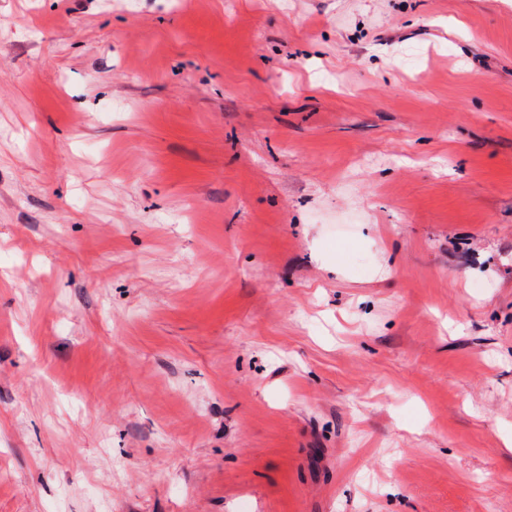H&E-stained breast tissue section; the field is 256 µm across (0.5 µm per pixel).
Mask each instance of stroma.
I'll use <instances>...</instances> for the list:
<instances>
[{"mask_svg":"<svg viewBox=\"0 0 512 512\" xmlns=\"http://www.w3.org/2000/svg\"><path fill=\"white\" fill-rule=\"evenodd\" d=\"M0 512H512V0H0Z\"/></svg>","mask_w":512,"mask_h":512,"instance_id":"obj_1","label":"stroma"}]
</instances>
